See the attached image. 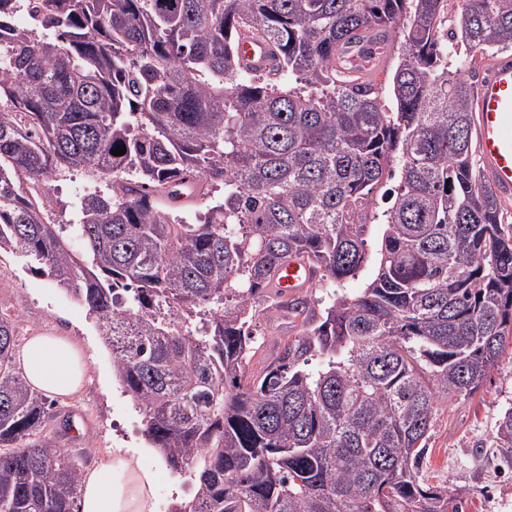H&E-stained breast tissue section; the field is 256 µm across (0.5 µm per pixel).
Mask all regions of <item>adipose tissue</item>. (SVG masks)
I'll return each mask as SVG.
<instances>
[{
    "mask_svg": "<svg viewBox=\"0 0 512 512\" xmlns=\"http://www.w3.org/2000/svg\"><path fill=\"white\" fill-rule=\"evenodd\" d=\"M22 368L32 387L51 397H68L79 390L87 360L71 338L37 334L26 344ZM154 487L155 474L140 465L135 449H113L85 474L81 512H153Z\"/></svg>",
    "mask_w": 512,
    "mask_h": 512,
    "instance_id": "1",
    "label": "adipose tissue"
}]
</instances>
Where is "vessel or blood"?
<instances>
[{"label":"vessel or blood","mask_w":512,"mask_h":512,"mask_svg":"<svg viewBox=\"0 0 512 512\" xmlns=\"http://www.w3.org/2000/svg\"><path fill=\"white\" fill-rule=\"evenodd\" d=\"M242 64L266 70L272 65L266 47L251 38L238 46ZM477 152L484 178L498 193H512V57L493 62L476 96ZM314 279V269L305 260L283 263L273 279L276 291L290 293Z\"/></svg>","instance_id":"b4317fda"}]
</instances>
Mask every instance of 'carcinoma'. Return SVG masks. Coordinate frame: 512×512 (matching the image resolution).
<instances>
[{
  "mask_svg": "<svg viewBox=\"0 0 512 512\" xmlns=\"http://www.w3.org/2000/svg\"><path fill=\"white\" fill-rule=\"evenodd\" d=\"M460 2L450 20L448 0H0V254L95 317L146 441L191 475L172 512H448L420 473L431 416L512 340V225L474 160L472 62L448 63L512 48V0ZM244 34L271 70L240 66ZM397 44L394 68L343 60ZM73 171L111 189L53 224L44 189ZM394 178L374 279L249 374L275 269L355 277ZM15 347L0 312V512H80ZM495 441L512 453V410Z\"/></svg>",
  "mask_w": 512,
  "mask_h": 512,
  "instance_id": "carcinoma-1",
  "label": "carcinoma"
}]
</instances>
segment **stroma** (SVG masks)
Here are the masks:
<instances>
[{
	"mask_svg": "<svg viewBox=\"0 0 512 512\" xmlns=\"http://www.w3.org/2000/svg\"><path fill=\"white\" fill-rule=\"evenodd\" d=\"M89 179L71 172L50 184L51 222L67 224L72 204L85 192ZM11 313L17 344L25 346L35 333L71 337L88 355V375L82 389L55 398L59 419L73 428L61 439L84 469H92L116 448H138L140 462L155 476L154 512H169L172 503L187 498V477L173 473L156 449L148 448L140 417L129 394L112 372V353L102 343L95 319L87 308L54 288L40 273L30 271L25 258L0 257V310ZM258 361L272 362L283 345L301 337L300 320L282 317L268 308L259 320ZM512 408V346L490 369L479 391L466 399L442 404L435 412L426 445L423 476L447 482L457 512H512V454L493 444V431Z\"/></svg>",
	"mask_w": 512,
	"mask_h": 512,
	"instance_id": "stroma-1",
	"label": "stroma"
}]
</instances>
